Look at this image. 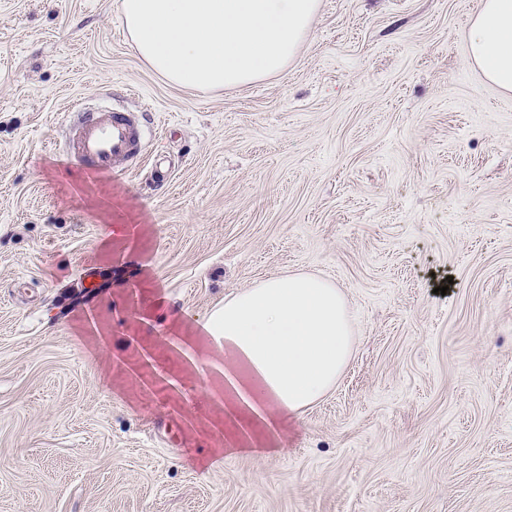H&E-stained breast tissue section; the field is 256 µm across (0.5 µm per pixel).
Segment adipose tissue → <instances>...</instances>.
<instances>
[{
  "instance_id": "adipose-tissue-1",
  "label": "adipose tissue",
  "mask_w": 512,
  "mask_h": 512,
  "mask_svg": "<svg viewBox=\"0 0 512 512\" xmlns=\"http://www.w3.org/2000/svg\"><path fill=\"white\" fill-rule=\"evenodd\" d=\"M467 44L485 80L512 91V0H482ZM202 329L221 353L209 366L225 387L212 396L222 398L227 416L268 428L335 385L354 339L342 292L312 274L272 277L234 293Z\"/></svg>"
}]
</instances>
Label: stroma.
<instances>
[{
  "mask_svg": "<svg viewBox=\"0 0 512 512\" xmlns=\"http://www.w3.org/2000/svg\"><path fill=\"white\" fill-rule=\"evenodd\" d=\"M121 0H0V512H512V94L481 0H320L287 69L199 93ZM144 107L131 173L64 151L72 100ZM310 273L352 354L250 438L200 325ZM446 294H439V287ZM467 44L485 80L512 91V0H483L469 27Z\"/></svg>",
  "mask_w": 512,
  "mask_h": 512,
  "instance_id": "35a3bbf8",
  "label": "stroma"
}]
</instances>
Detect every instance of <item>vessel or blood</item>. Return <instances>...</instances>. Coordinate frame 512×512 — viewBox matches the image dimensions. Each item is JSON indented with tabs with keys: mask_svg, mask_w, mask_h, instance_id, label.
<instances>
[{
	"mask_svg": "<svg viewBox=\"0 0 512 512\" xmlns=\"http://www.w3.org/2000/svg\"><path fill=\"white\" fill-rule=\"evenodd\" d=\"M147 131L143 112L109 107L90 110L85 103H77L69 113L67 154L93 173L129 171L142 161Z\"/></svg>",
	"mask_w": 512,
	"mask_h": 512,
	"instance_id": "b4317fda",
	"label": "vessel or blood"
}]
</instances>
